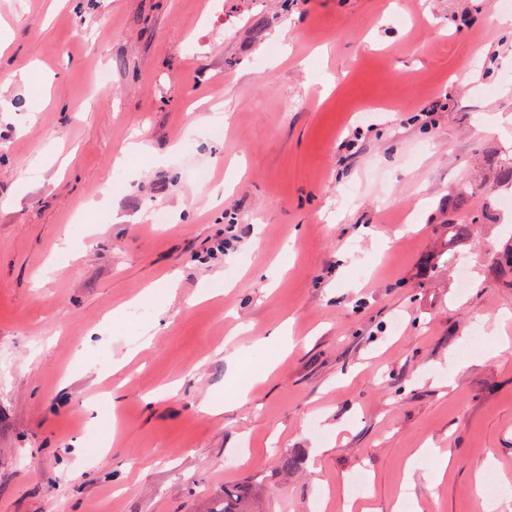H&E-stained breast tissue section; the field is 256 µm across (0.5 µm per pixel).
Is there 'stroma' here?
I'll return each mask as SVG.
<instances>
[{"mask_svg": "<svg viewBox=\"0 0 512 512\" xmlns=\"http://www.w3.org/2000/svg\"><path fill=\"white\" fill-rule=\"evenodd\" d=\"M493 2L0 0V512H512ZM254 499L248 489L224 488L211 498L206 512H257Z\"/></svg>", "mask_w": 512, "mask_h": 512, "instance_id": "1", "label": "stroma"}]
</instances>
